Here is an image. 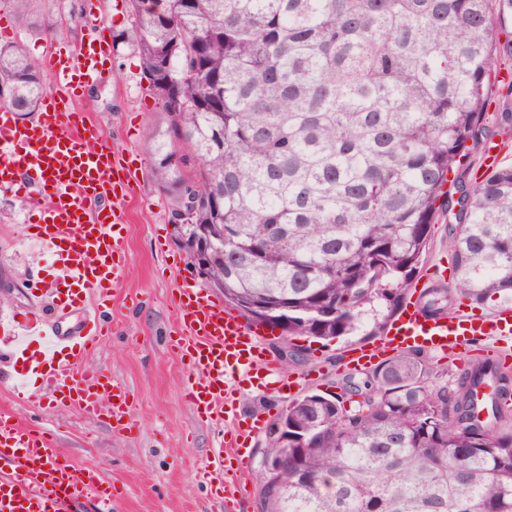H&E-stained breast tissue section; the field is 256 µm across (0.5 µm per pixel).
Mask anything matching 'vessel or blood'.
Masks as SVG:
<instances>
[{"label":"vessel or blood","mask_w":512,"mask_h":512,"mask_svg":"<svg viewBox=\"0 0 512 512\" xmlns=\"http://www.w3.org/2000/svg\"><path fill=\"white\" fill-rule=\"evenodd\" d=\"M86 19L94 37L82 60L64 46L52 51L54 87L44 94L36 116L24 123L16 113L0 110V191L39 180L43 219L26 225L25 234L51 250L62 277L51 282L50 290L70 321L51 324L34 309L0 325V333L16 338L14 355L22 362L23 375L52 386L57 402L119 423L128 413V393L86 356L107 334L105 314L124 270L122 217L100 202L129 187L137 168L101 142L85 113L72 109L75 98L99 81L100 67L111 53L96 14L87 13ZM89 290L97 297L91 308L79 302ZM174 308L179 348L192 375L189 401L200 419L211 423L221 418L227 427L216 463L234 478L212 485L211 491L234 503L243 495L241 478L250 469L241 450L260 424L241 422L230 398L244 389L268 388L272 379L259 328L187 281L176 287ZM489 336L512 338V306L490 315L460 309L435 317L414 300L403 305L377 340L351 349L346 362L365 368L411 349L445 355ZM86 501L93 502L96 512H112L115 495L93 470L69 463L45 433L1 413L0 512H75Z\"/></svg>","instance_id":"obj_1"}]
</instances>
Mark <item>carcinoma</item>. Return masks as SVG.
<instances>
[{
	"instance_id": "1",
	"label": "carcinoma",
	"mask_w": 512,
	"mask_h": 512,
	"mask_svg": "<svg viewBox=\"0 0 512 512\" xmlns=\"http://www.w3.org/2000/svg\"><path fill=\"white\" fill-rule=\"evenodd\" d=\"M35 33L46 0H0ZM114 42L158 107L145 140L171 214L194 200L224 306L329 343L378 336L454 221L455 294L512 302V166L469 184L512 0H128ZM0 105L30 115L44 75L0 44ZM426 308L447 314L440 288ZM401 352L364 389L307 391L266 426L258 512H512V369L472 361L450 390ZM494 387L480 404L478 389Z\"/></svg>"
}]
</instances>
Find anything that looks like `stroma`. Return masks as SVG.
Wrapping results in <instances>:
<instances>
[{
	"mask_svg": "<svg viewBox=\"0 0 512 512\" xmlns=\"http://www.w3.org/2000/svg\"><path fill=\"white\" fill-rule=\"evenodd\" d=\"M85 0H61L48 21L50 36L31 34L16 16L0 9V44L24 42L29 57L45 66L50 50L59 44L79 53L89 37L86 23H75ZM139 60L128 47L112 49V64L100 81L78 99V111L89 113L116 154L134 158L139 169L131 192L116 204L127 226V261L119 288L112 295L107 317L112 334L89 355L113 379L126 387L130 405L123 428L108 417L89 420L74 409L45 398L41 404L18 405L14 394L21 367L11 352L13 343L0 338V412L14 413L52 437L79 468L96 467L111 481L117 495L114 512H256L254 474L245 478L240 502L225 505L212 497L200 468L218 448L223 428L201 421L186 394L187 367L175 345L172 293L189 275V259L170 219V199L150 177L151 158L145 144L147 127L156 119L154 101L145 92ZM512 94L506 87L489 89L488 134L501 150L503 164L512 165ZM39 212L28 196L0 193V320L21 316L35 299L28 271L34 264H51L50 250L25 237L24 225L35 223ZM359 336L330 345L311 343L303 361L287 365L273 360L274 376L292 378L301 390L333 394L346 378L361 381L360 371L338 375L341 358L362 344ZM487 353L485 344L461 348L447 356L427 355L430 379L455 387L469 358Z\"/></svg>",
	"mask_w": 512,
	"mask_h": 512,
	"instance_id": "1",
	"label": "stroma"
}]
</instances>
